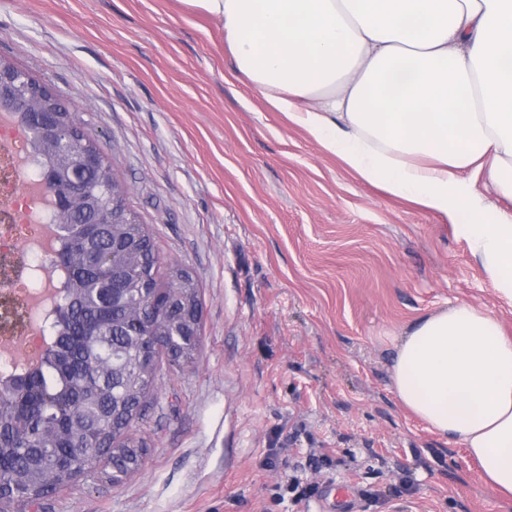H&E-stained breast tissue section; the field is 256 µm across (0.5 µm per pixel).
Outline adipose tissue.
<instances>
[{
  "label": "adipose tissue",
  "mask_w": 512,
  "mask_h": 512,
  "mask_svg": "<svg viewBox=\"0 0 512 512\" xmlns=\"http://www.w3.org/2000/svg\"><path fill=\"white\" fill-rule=\"evenodd\" d=\"M223 30L237 73L360 178L452 218L512 299V0H184ZM394 393L458 441L512 505V333L458 306L419 318Z\"/></svg>",
  "instance_id": "obj_1"
}]
</instances>
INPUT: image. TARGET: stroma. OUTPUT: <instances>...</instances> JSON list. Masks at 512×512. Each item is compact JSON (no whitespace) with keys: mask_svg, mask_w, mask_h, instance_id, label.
Wrapping results in <instances>:
<instances>
[{"mask_svg":"<svg viewBox=\"0 0 512 512\" xmlns=\"http://www.w3.org/2000/svg\"><path fill=\"white\" fill-rule=\"evenodd\" d=\"M0 56L48 83L101 145L162 266L188 269L193 363L161 361L139 468L96 470L21 512H507L465 448L405 412L409 325L466 304L512 330L448 218L361 180L235 75L182 0H0Z\"/></svg>","mask_w":512,"mask_h":512,"instance_id":"stroma-1","label":"stroma"}]
</instances>
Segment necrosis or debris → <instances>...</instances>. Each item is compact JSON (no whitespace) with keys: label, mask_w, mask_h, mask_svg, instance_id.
<instances>
[{"label":"necrosis or debris","mask_w":512,"mask_h":512,"mask_svg":"<svg viewBox=\"0 0 512 512\" xmlns=\"http://www.w3.org/2000/svg\"><path fill=\"white\" fill-rule=\"evenodd\" d=\"M22 128L14 119L0 118V308L8 307V318H0V352L10 360H33L32 336L42 324V308L35 293L22 290L21 282L39 281L50 288L63 280L52 268L48 253L40 243V230L52 222V210L43 195L37 194V165L16 174L9 161L23 141ZM33 224L30 236L17 237V225Z\"/></svg>","instance_id":"1"}]
</instances>
